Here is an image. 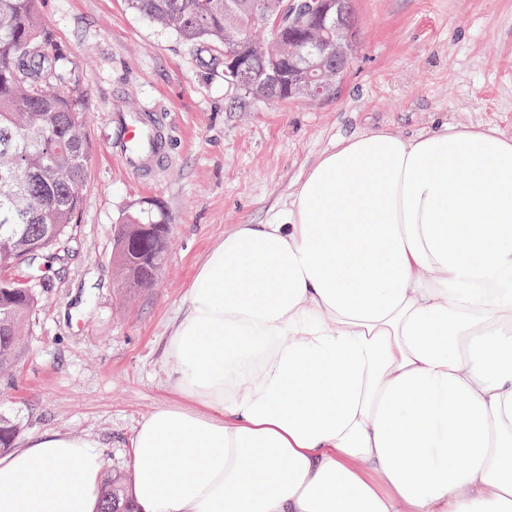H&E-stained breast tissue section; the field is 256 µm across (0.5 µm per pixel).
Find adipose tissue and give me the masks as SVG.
<instances>
[{
	"instance_id": "ef3b65f1",
	"label": "adipose tissue",
	"mask_w": 512,
	"mask_h": 512,
	"mask_svg": "<svg viewBox=\"0 0 512 512\" xmlns=\"http://www.w3.org/2000/svg\"><path fill=\"white\" fill-rule=\"evenodd\" d=\"M141 512H512V137L447 123L326 151L195 269ZM96 441L0 455V512H97Z\"/></svg>"
}]
</instances>
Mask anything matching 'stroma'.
I'll list each match as a JSON object with an SVG mask.
<instances>
[{"mask_svg": "<svg viewBox=\"0 0 512 512\" xmlns=\"http://www.w3.org/2000/svg\"><path fill=\"white\" fill-rule=\"evenodd\" d=\"M361 46L337 93L254 100L224 83L179 36L126 0H39L85 101L88 177L76 243L38 280L0 414L15 444L59 432L98 441L106 471L131 473L130 440L177 403L162 367L194 271L225 231L269 224L307 170L370 130L412 137L440 121L512 137V0H353ZM162 130L160 153L122 162L128 106ZM151 208L171 226L155 281L125 293L113 272L115 224Z\"/></svg>", "mask_w": 512, "mask_h": 512, "instance_id": "obj_1", "label": "stroma"}]
</instances>
